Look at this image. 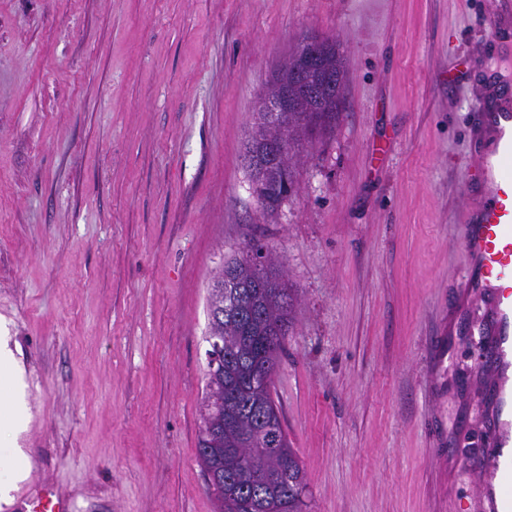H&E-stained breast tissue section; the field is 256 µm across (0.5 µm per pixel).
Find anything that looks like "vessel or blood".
Listing matches in <instances>:
<instances>
[{
    "label": "vessel or blood",
    "instance_id": "vessel-or-blood-1",
    "mask_svg": "<svg viewBox=\"0 0 512 512\" xmlns=\"http://www.w3.org/2000/svg\"><path fill=\"white\" fill-rule=\"evenodd\" d=\"M510 23L512 0H498L489 25L503 54L489 60L488 68H512V34L503 30ZM481 133L490 147L476 160L479 188L459 217L466 256L461 287L487 297L495 319L497 371L491 385L499 408L494 443L500 446L512 437V96H500L496 109L484 113ZM480 497L485 512H512V462L504 464L498 486H482Z\"/></svg>",
    "mask_w": 512,
    "mask_h": 512
}]
</instances>
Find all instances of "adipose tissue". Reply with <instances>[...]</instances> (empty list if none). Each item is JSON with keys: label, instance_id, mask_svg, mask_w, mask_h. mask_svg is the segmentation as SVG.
I'll return each instance as SVG.
<instances>
[{"label": "adipose tissue", "instance_id": "adipose-tissue-1", "mask_svg": "<svg viewBox=\"0 0 512 512\" xmlns=\"http://www.w3.org/2000/svg\"><path fill=\"white\" fill-rule=\"evenodd\" d=\"M0 389L8 394L0 401V446L7 448L9 454L8 468L0 472V506L9 508L15 503L19 482L26 478L17 464L27 456L19 439L28 429L31 412L25 370L6 336H0Z\"/></svg>", "mask_w": 512, "mask_h": 512}]
</instances>
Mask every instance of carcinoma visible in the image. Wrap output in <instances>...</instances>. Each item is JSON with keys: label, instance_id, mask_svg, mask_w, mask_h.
Masks as SVG:
<instances>
[{"label": "carcinoma", "instance_id": "cac0c4a2", "mask_svg": "<svg viewBox=\"0 0 512 512\" xmlns=\"http://www.w3.org/2000/svg\"><path fill=\"white\" fill-rule=\"evenodd\" d=\"M326 112H293L288 118V152L300 157L313 138V127ZM268 113H255L243 156L246 170L261 174L255 197L262 213L277 207L268 202L283 188L297 189L295 164L284 169L269 160L273 143L265 141ZM253 244L224 261L208 288V311L223 316L209 320L208 335L224 337V366L207 363V384L197 458L202 470L217 480L208 485L217 512H307L304 468L288 443L282 415L273 395L279 353L293 323L297 296L272 252L257 264ZM280 437L271 449L268 436Z\"/></svg>", "mask_w": 512, "mask_h": 512}]
</instances>
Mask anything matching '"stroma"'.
Returning a JSON list of instances; mask_svg holds the SVG:
<instances>
[{
  "instance_id": "stroma-1",
  "label": "stroma",
  "mask_w": 512,
  "mask_h": 512,
  "mask_svg": "<svg viewBox=\"0 0 512 512\" xmlns=\"http://www.w3.org/2000/svg\"><path fill=\"white\" fill-rule=\"evenodd\" d=\"M490 0H0V332L30 477L72 512H215L207 291L249 241L297 294L274 375L308 512H479L488 402L454 219L477 186ZM347 69L297 191L241 154L304 34ZM438 327L447 358L425 357Z\"/></svg>"
}]
</instances>
